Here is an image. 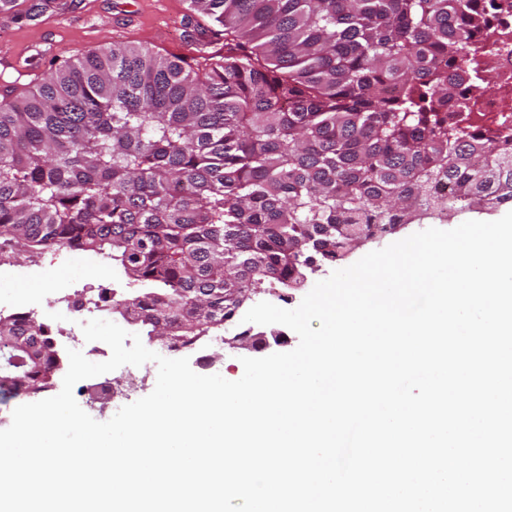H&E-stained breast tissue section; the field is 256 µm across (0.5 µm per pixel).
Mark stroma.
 I'll return each instance as SVG.
<instances>
[{"mask_svg":"<svg viewBox=\"0 0 512 512\" xmlns=\"http://www.w3.org/2000/svg\"><path fill=\"white\" fill-rule=\"evenodd\" d=\"M22 6L23 14H0V100L30 93L50 65L77 60L112 41L141 43L166 58L196 55L188 40L192 29L187 20L186 0H23ZM510 211L512 204L506 203L415 217L391 233L354 248L338 263L321 265L318 271L308 274L300 287L287 289V306L296 308L316 282L329 277L335 269L351 266L369 252L429 228L450 230L468 220L495 221ZM65 257L67 268L48 265L41 274L33 276L29 273L30 254H13L16 277L11 280V287L24 293L47 295L75 282L111 289L119 300L128 295V280L110 259L80 251L66 252ZM246 330L272 337L268 350L227 345V338ZM223 334V342L211 337L204 345L176 351L157 339H144L143 344L166 358H189L192 370L198 374H218L234 381L244 372L242 358L288 352L299 342L297 335L284 325H249L238 317L226 324Z\"/></svg>","mask_w":512,"mask_h":512,"instance_id":"obj_1","label":"stroma"}]
</instances>
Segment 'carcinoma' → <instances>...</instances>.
Listing matches in <instances>:
<instances>
[{
	"instance_id": "obj_1",
	"label": "carcinoma",
	"mask_w": 512,
	"mask_h": 512,
	"mask_svg": "<svg viewBox=\"0 0 512 512\" xmlns=\"http://www.w3.org/2000/svg\"><path fill=\"white\" fill-rule=\"evenodd\" d=\"M224 26L193 69L105 43L0 106V242L93 252L144 289L122 300L151 337L193 345L267 281L298 284L362 232L418 211L512 202V128L450 112L501 34L497 0H188ZM446 182L449 194L437 192ZM31 351L22 390L49 386L52 327L0 316V361Z\"/></svg>"
}]
</instances>
